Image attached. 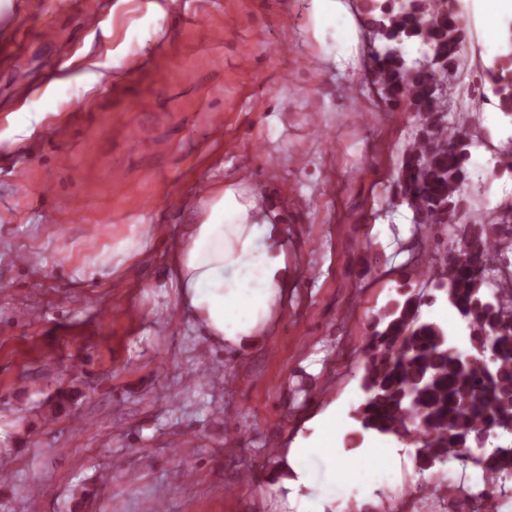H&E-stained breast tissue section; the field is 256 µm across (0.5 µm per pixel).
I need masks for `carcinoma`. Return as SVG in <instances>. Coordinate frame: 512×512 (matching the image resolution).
Segmentation results:
<instances>
[{
  "label": "carcinoma",
  "instance_id": "1",
  "mask_svg": "<svg viewBox=\"0 0 512 512\" xmlns=\"http://www.w3.org/2000/svg\"><path fill=\"white\" fill-rule=\"evenodd\" d=\"M458 0H364L375 83L386 103L415 117V133L398 171V186L416 224H458L470 208L463 187L470 179L471 143L448 133L434 104L439 79L458 70L468 41ZM424 48V62H409L405 47ZM482 97H493L512 120V16L502 24V46L485 67ZM512 253V226L464 228L463 246L441 266L415 260L420 275L438 279L448 305L467 322L469 349L461 350L443 325L420 316V297L396 302L378 317L364 364L362 402L354 411L358 435L409 440L419 472L451 459L467 466L480 437L512 427V274L489 264ZM501 346L488 360L484 349ZM481 485L470 497L506 493L512 480V444L483 455Z\"/></svg>",
  "mask_w": 512,
  "mask_h": 512
}]
</instances>
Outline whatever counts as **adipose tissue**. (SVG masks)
Masks as SVG:
<instances>
[{
	"mask_svg": "<svg viewBox=\"0 0 512 512\" xmlns=\"http://www.w3.org/2000/svg\"><path fill=\"white\" fill-rule=\"evenodd\" d=\"M255 200L227 188L185 224L171 270L180 306L215 344L240 348L269 324L285 285L286 256ZM313 441L290 448L270 477L272 491L298 490L321 478L328 484L357 479L358 467L336 451L335 413L321 416Z\"/></svg>",
	"mask_w": 512,
	"mask_h": 512,
	"instance_id": "adipose-tissue-1",
	"label": "adipose tissue"
}]
</instances>
